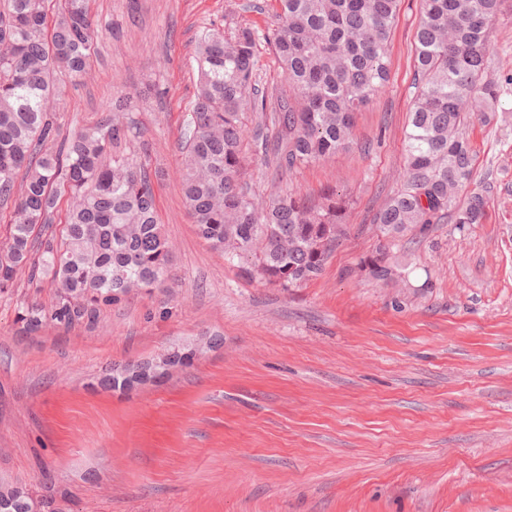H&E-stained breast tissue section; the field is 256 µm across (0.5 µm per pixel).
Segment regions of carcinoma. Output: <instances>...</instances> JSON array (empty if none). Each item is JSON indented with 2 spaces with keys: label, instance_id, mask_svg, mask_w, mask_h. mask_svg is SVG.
Wrapping results in <instances>:
<instances>
[{
  "label": "carcinoma",
  "instance_id": "cac0c4a2",
  "mask_svg": "<svg viewBox=\"0 0 512 512\" xmlns=\"http://www.w3.org/2000/svg\"><path fill=\"white\" fill-rule=\"evenodd\" d=\"M271 30L212 23L197 38L194 105L181 146L182 191L198 235L240 271L290 290L317 278L346 230L349 201L323 190L315 202L294 189L263 197L250 186L249 155H268L266 122L278 127L274 158L296 171L352 139L353 115L390 80L388 41L401 0H277ZM503 0H420L415 31L418 93L409 113L400 188L376 212L383 239L358 269L405 279L390 249L408 231L449 220L480 224L487 198L470 195L475 152L464 129L489 122L499 85L486 77L490 33ZM0 0V208L12 209L0 247V297L19 281L54 285L52 301L16 303L18 333L46 326L94 328L100 312L149 292L169 273L171 246L155 215L154 187L130 149V105L118 100L92 126L64 130L54 102L92 64L88 0ZM273 46L288 96L267 106L256 53ZM257 114L247 129V111ZM67 208L54 227L61 198ZM23 488H0V512H42Z\"/></svg>",
  "mask_w": 512,
  "mask_h": 512
}]
</instances>
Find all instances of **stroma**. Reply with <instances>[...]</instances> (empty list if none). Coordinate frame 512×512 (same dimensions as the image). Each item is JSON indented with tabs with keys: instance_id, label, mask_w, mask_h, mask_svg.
<instances>
[{
	"instance_id": "stroma-1",
	"label": "stroma",
	"mask_w": 512,
	"mask_h": 512,
	"mask_svg": "<svg viewBox=\"0 0 512 512\" xmlns=\"http://www.w3.org/2000/svg\"><path fill=\"white\" fill-rule=\"evenodd\" d=\"M89 5L93 70L60 121L90 126L118 97L136 101L133 146L156 174L170 271L92 330L19 335L28 289L0 298V485L51 497L55 512H512V0L491 34L497 117L466 129L486 221L402 240L406 287L357 269L400 186L416 91L419 0H402L390 81L356 114L352 145L293 173L250 163L256 192L352 200L323 273L290 291L242 277L198 237L179 177L198 35L220 20L271 27L276 0ZM177 346L196 355L163 378L94 385Z\"/></svg>"
}]
</instances>
